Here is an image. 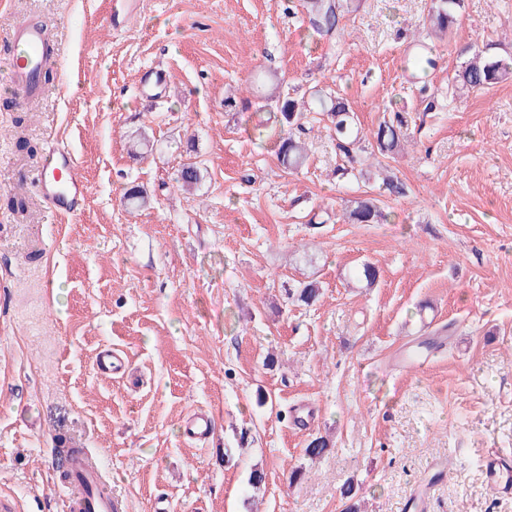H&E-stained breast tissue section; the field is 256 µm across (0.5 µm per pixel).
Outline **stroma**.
<instances>
[{
  "label": "stroma",
  "instance_id": "obj_1",
  "mask_svg": "<svg viewBox=\"0 0 512 512\" xmlns=\"http://www.w3.org/2000/svg\"><path fill=\"white\" fill-rule=\"evenodd\" d=\"M432 4L352 0L338 42L306 0H0V495L20 512H69V448L108 469L124 512H345L349 484L361 512H407L437 461L428 512H512L482 472L512 456V79L451 87L472 52L512 55V0H464L442 37ZM23 16L58 40L39 97L3 65ZM418 40L438 65L413 80ZM259 71L343 94L367 131L393 107L408 141L342 178L312 113L309 159L287 171L253 132L270 118ZM230 93L248 111H225ZM57 145L88 186L71 216L36 185ZM186 162L203 172L190 190ZM133 184L149 202L130 212ZM366 197L383 221L344 222ZM311 280L314 305L288 299ZM420 343L427 366L404 368ZM109 347L124 377L99 368ZM200 412L204 440L184 433Z\"/></svg>",
  "mask_w": 512,
  "mask_h": 512
}]
</instances>
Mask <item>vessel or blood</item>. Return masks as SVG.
Returning a JSON list of instances; mask_svg holds the SVG:
<instances>
[{"label": "vessel or blood", "mask_w": 512, "mask_h": 512, "mask_svg": "<svg viewBox=\"0 0 512 512\" xmlns=\"http://www.w3.org/2000/svg\"><path fill=\"white\" fill-rule=\"evenodd\" d=\"M11 38L18 47L10 60L13 81L25 93L35 94L39 90L36 68L42 51L54 44V31L48 25L26 16L16 21ZM52 155L55 159L53 178L41 180V193L52 201L56 209L76 213L85 184L75 158L63 148L54 149ZM483 465L486 481L493 490L502 494L512 492V480L504 476L512 465L504 457H487ZM70 467L71 479L64 490L72 512H120L121 505L113 498L109 481L98 462L78 456L71 461Z\"/></svg>", "instance_id": "b4317fda"}]
</instances>
